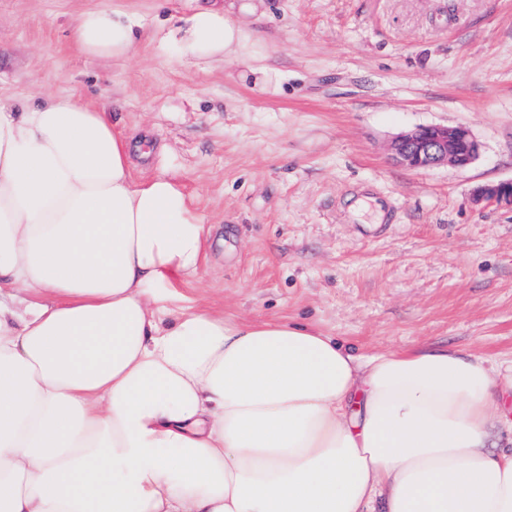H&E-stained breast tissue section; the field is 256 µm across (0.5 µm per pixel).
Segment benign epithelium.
Instances as JSON below:
<instances>
[{
	"mask_svg": "<svg viewBox=\"0 0 512 512\" xmlns=\"http://www.w3.org/2000/svg\"><path fill=\"white\" fill-rule=\"evenodd\" d=\"M392 159L410 169L449 166L464 169L481 152V144L465 126L425 125L397 134L389 145ZM480 204L505 203L512 206V181L488 184L477 189Z\"/></svg>",
	"mask_w": 512,
	"mask_h": 512,
	"instance_id": "benign-epithelium-1",
	"label": "benign epithelium"
}]
</instances>
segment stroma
Returning <instances> with one entry per match:
<instances>
[{
    "label": "stroma",
    "mask_w": 512,
    "mask_h": 512,
    "mask_svg": "<svg viewBox=\"0 0 512 512\" xmlns=\"http://www.w3.org/2000/svg\"><path fill=\"white\" fill-rule=\"evenodd\" d=\"M229 0H0V97L73 94L155 145L209 228L185 305L238 323L312 324L357 352L452 347L512 384V208L475 203L512 179V0H254L242 54L180 63L179 20ZM139 23L135 52L90 57L85 11ZM463 125L468 168L412 170L388 145ZM369 197L384 223L356 215Z\"/></svg>",
    "instance_id": "1"
}]
</instances>
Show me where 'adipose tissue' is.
<instances>
[{
	"label": "adipose tissue",
	"mask_w": 512,
	"mask_h": 512,
	"mask_svg": "<svg viewBox=\"0 0 512 512\" xmlns=\"http://www.w3.org/2000/svg\"><path fill=\"white\" fill-rule=\"evenodd\" d=\"M136 27L97 8L76 41L125 58ZM165 40L203 59L244 34L201 9ZM133 152L75 96L0 101V512H512L487 358L180 306L206 228Z\"/></svg>",
	"instance_id": "adipose-tissue-1"
}]
</instances>
